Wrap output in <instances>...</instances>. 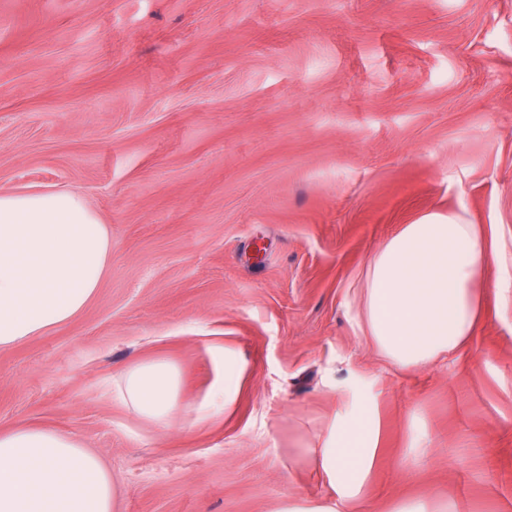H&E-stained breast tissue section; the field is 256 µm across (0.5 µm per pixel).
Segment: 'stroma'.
I'll return each instance as SVG.
<instances>
[{
  "mask_svg": "<svg viewBox=\"0 0 512 512\" xmlns=\"http://www.w3.org/2000/svg\"><path fill=\"white\" fill-rule=\"evenodd\" d=\"M41 190L80 193L112 254L79 316L0 350V431L76 434L116 512L330 496L305 451L350 390L382 423L362 512H512V0H0V193ZM432 213L481 225L486 315L384 369L346 303ZM224 344L233 414L162 435L108 393L163 357L194 400Z\"/></svg>",
  "mask_w": 512,
  "mask_h": 512,
  "instance_id": "obj_1",
  "label": "stroma"
}]
</instances>
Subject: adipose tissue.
<instances>
[{
  "instance_id": "1",
  "label": "adipose tissue",
  "mask_w": 512,
  "mask_h": 512,
  "mask_svg": "<svg viewBox=\"0 0 512 512\" xmlns=\"http://www.w3.org/2000/svg\"><path fill=\"white\" fill-rule=\"evenodd\" d=\"M112 241L86 200L71 191L0 193V349L57 328L96 297ZM489 254L478 225L439 215L405 225L381 243L352 305L359 336L387 364L420 370L463 346L483 318ZM217 378L203 399L184 401L177 366L138 361L112 396L137 421L169 430L228 413L249 368L237 350L214 351ZM380 443L373 405L336 412L307 449L333 499L290 495L274 512H351ZM115 489L101 459L75 436L19 425L0 432V512H113Z\"/></svg>"
}]
</instances>
